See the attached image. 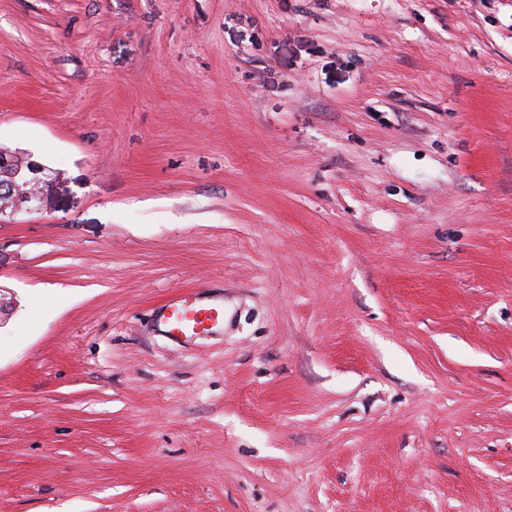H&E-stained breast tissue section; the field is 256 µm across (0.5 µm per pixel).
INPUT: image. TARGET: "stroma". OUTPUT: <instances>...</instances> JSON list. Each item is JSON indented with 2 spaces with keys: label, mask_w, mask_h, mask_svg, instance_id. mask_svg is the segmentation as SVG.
<instances>
[{
  "label": "stroma",
  "mask_w": 512,
  "mask_h": 512,
  "mask_svg": "<svg viewBox=\"0 0 512 512\" xmlns=\"http://www.w3.org/2000/svg\"><path fill=\"white\" fill-rule=\"evenodd\" d=\"M0 145V512H512V0H0ZM15 156L19 159V164L26 161L27 172L25 175L26 186L30 187L29 192L22 196L25 208L29 210H38L42 203L44 192L53 189L56 183L54 182L53 173L39 162L31 160L29 157H24L20 154L8 155L2 152L0 155V167L10 168L15 164ZM20 165L16 169V173L20 171ZM165 322L170 336H192L208 331L224 322V309L216 305L183 303L171 307Z\"/></svg>",
  "instance_id": "stroma-1"
}]
</instances>
